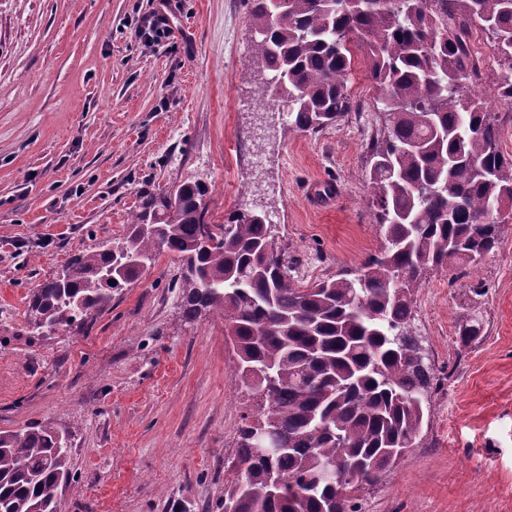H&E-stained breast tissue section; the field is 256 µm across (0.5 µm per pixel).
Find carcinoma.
<instances>
[{"label": "carcinoma", "mask_w": 512, "mask_h": 512, "mask_svg": "<svg viewBox=\"0 0 512 512\" xmlns=\"http://www.w3.org/2000/svg\"><path fill=\"white\" fill-rule=\"evenodd\" d=\"M247 2L258 72L278 77V99L301 131L351 111V43L365 48L389 121L369 147L384 255L353 278L304 287L276 251L272 225L238 214L209 236L208 189L183 182L143 195L124 238L74 255L68 279L41 283L28 324L78 328L142 274L130 263L104 284L118 259L152 265L177 253L184 314L209 308L224 318L236 354L229 371L265 401L257 422H275L281 448L256 456L253 421L243 423L224 512H361L359 495L413 447L439 385L413 334L420 275L499 249L495 216L512 213V154L499 148L486 101L466 89L479 76L467 42L477 26L494 43L495 95L512 106V0ZM480 333L477 319L458 327L464 347ZM65 439L48 425L0 431V512H57L59 491L76 481Z\"/></svg>", "instance_id": "cac0c4a2"}]
</instances>
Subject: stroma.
<instances>
[{"label":"stroma","mask_w":512,"mask_h":512,"mask_svg":"<svg viewBox=\"0 0 512 512\" xmlns=\"http://www.w3.org/2000/svg\"><path fill=\"white\" fill-rule=\"evenodd\" d=\"M161 0H0V431L51 426L76 483L58 512H219L243 415L260 405L228 371L224 321L186 317L174 253L112 294L83 330L43 336L31 292L80 250L125 235L141 189L192 179L206 220L266 215L307 286L385 249L366 176L384 103L364 52L340 125L295 129L253 64L247 0H170V40L135 35ZM468 44L472 91L512 153L496 55ZM440 389L413 448L362 495L363 512H512V224L474 265L425 272L415 296ZM483 323L468 348L457 329Z\"/></svg>","instance_id":"1"}]
</instances>
